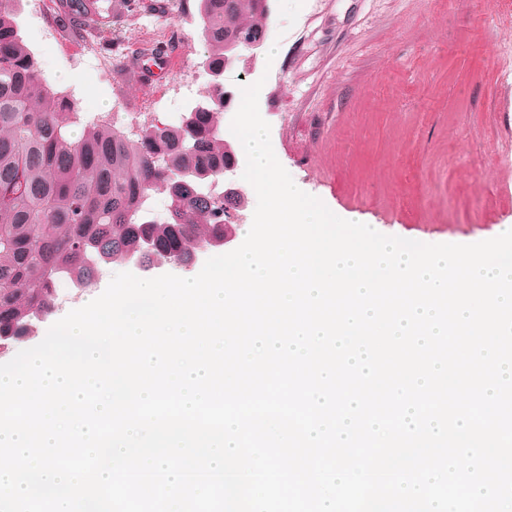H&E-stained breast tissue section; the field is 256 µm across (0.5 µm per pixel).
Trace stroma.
<instances>
[{
  "label": "stroma",
  "instance_id": "stroma-1",
  "mask_svg": "<svg viewBox=\"0 0 512 512\" xmlns=\"http://www.w3.org/2000/svg\"><path fill=\"white\" fill-rule=\"evenodd\" d=\"M167 3L122 17L111 43H98L114 61L106 84L81 60L83 37L58 22L45 34L21 0L20 34L76 114L71 139L94 124L131 138L148 124L179 125L209 93L197 8ZM266 28L224 85L262 82L260 114L299 189L336 215L427 234L512 222V0H269ZM133 44L166 47L181 66L160 85L137 84L125 59ZM131 269L105 265L88 287L60 285L29 346Z\"/></svg>",
  "mask_w": 512,
  "mask_h": 512
}]
</instances>
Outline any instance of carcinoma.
<instances>
[{
    "label": "carcinoma",
    "mask_w": 512,
    "mask_h": 512,
    "mask_svg": "<svg viewBox=\"0 0 512 512\" xmlns=\"http://www.w3.org/2000/svg\"><path fill=\"white\" fill-rule=\"evenodd\" d=\"M18 0H0V345L33 334L34 320L55 307V275L78 288L101 264L140 260L145 268L194 266L199 253L224 245L234 231L228 211L245 207L241 192L219 207L203 185L232 166L224 139V67L247 40L265 39L267 0H199L204 66L213 89L178 126L148 125L137 138L90 127L73 141L70 113L51 90L15 21ZM87 0H72L81 30L111 26ZM166 192L168 217L146 218L143 203Z\"/></svg>",
    "instance_id": "obj_1"
}]
</instances>
